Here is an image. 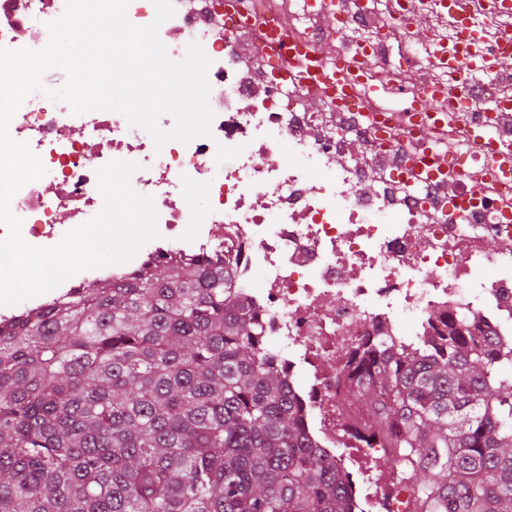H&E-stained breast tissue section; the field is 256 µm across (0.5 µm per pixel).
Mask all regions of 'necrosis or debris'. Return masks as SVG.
Here are the masks:
<instances>
[{"label": "necrosis or debris", "mask_w": 512, "mask_h": 512, "mask_svg": "<svg viewBox=\"0 0 512 512\" xmlns=\"http://www.w3.org/2000/svg\"><path fill=\"white\" fill-rule=\"evenodd\" d=\"M159 36L172 59L200 43L212 64L211 134L156 145L120 113H73L37 92L9 125L46 168L11 203L24 240L56 245L102 210L98 171L136 163L131 188L151 197L156 239L123 263L81 270L59 297L116 280L157 262L230 255L228 282L259 314L310 436L345 465L356 512H378L396 494L373 463L378 440L356 423L345 395L362 344L378 336L409 344L445 320L480 314L483 335L512 344V188L478 183L492 156L472 137L495 126L500 149L512 148V9L500 0H335L344 25L323 24L309 0H243L238 24L216 0H171ZM66 0H0V46L39 49L52 14ZM287 18L289 43L333 48L355 64L371 52V83H356L358 108L333 103L326 83L297 86L281 76L288 59L267 26ZM476 59L460 71L461 54ZM396 79L419 96L432 86L469 104L445 127L424 134L419 113L375 97L372 83ZM80 129L83 140L68 137ZM98 148L85 160L86 142ZM371 159H355L359 143ZM224 176H210L215 155ZM203 193L205 207L190 198Z\"/></svg>", "instance_id": "obj_1"}]
</instances>
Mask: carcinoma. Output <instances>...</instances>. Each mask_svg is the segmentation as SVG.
<instances>
[{
	"mask_svg": "<svg viewBox=\"0 0 512 512\" xmlns=\"http://www.w3.org/2000/svg\"><path fill=\"white\" fill-rule=\"evenodd\" d=\"M362 351L349 402L412 512H512V347ZM224 263L153 265L0 326V512H352Z\"/></svg>",
	"mask_w": 512,
	"mask_h": 512,
	"instance_id": "cac0c4a2",
	"label": "carcinoma"
}]
</instances>
